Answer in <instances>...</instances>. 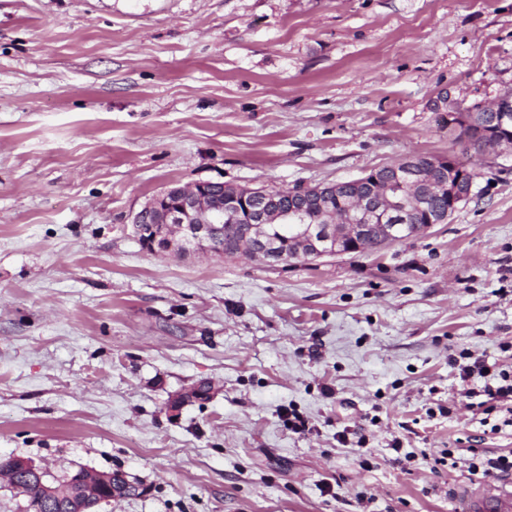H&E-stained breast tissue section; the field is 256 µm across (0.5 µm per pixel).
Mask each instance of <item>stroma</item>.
Wrapping results in <instances>:
<instances>
[{
    "label": "stroma",
    "instance_id": "1",
    "mask_svg": "<svg viewBox=\"0 0 512 512\" xmlns=\"http://www.w3.org/2000/svg\"><path fill=\"white\" fill-rule=\"evenodd\" d=\"M510 89L512 0H0V457L121 472L101 512H464L487 479L438 450L512 452L450 363L512 364V150L373 253L178 259L131 222L173 183L447 154L435 105Z\"/></svg>",
    "mask_w": 512,
    "mask_h": 512
}]
</instances>
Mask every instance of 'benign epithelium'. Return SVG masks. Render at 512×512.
<instances>
[{"label": "benign epithelium", "instance_id": "benign-epithelium-1", "mask_svg": "<svg viewBox=\"0 0 512 512\" xmlns=\"http://www.w3.org/2000/svg\"><path fill=\"white\" fill-rule=\"evenodd\" d=\"M453 118L448 129L458 133L470 151L512 146V97L455 112ZM439 165L448 167V180L436 183L425 170ZM468 173L454 152L432 158L409 154L390 167L382 181L370 179L368 172L352 179L357 184L371 180L370 191L351 196L347 213L353 219L344 224L336 219L334 201L346 180L316 187L303 184L285 194L265 185L234 187L220 181L172 184L134 214L133 234L151 253H220L286 268L296 260L361 252L369 245L384 247L447 223L473 195ZM285 198L292 201L291 207L282 205ZM434 198L448 200V206L438 209L427 224L405 223L408 207L426 212ZM226 219L235 224V234L221 249L217 242ZM47 476L42 466L25 457L11 458V466L0 472V479L25 497L30 487H38L44 501L60 512H94L117 496L108 471L80 468L62 485L47 482Z\"/></svg>", "mask_w": 512, "mask_h": 512}]
</instances>
